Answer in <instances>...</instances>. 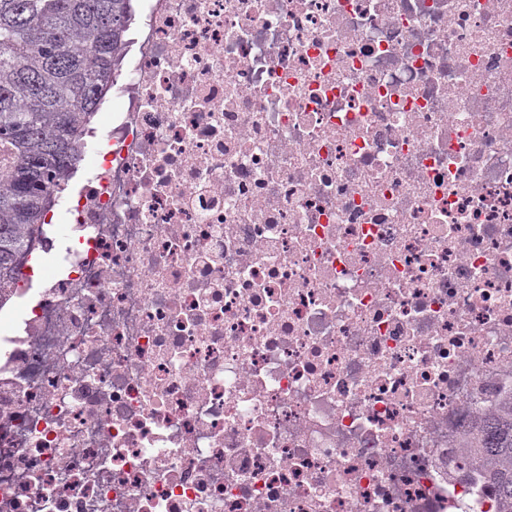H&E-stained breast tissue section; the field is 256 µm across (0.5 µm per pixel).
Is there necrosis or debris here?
<instances>
[{"mask_svg": "<svg viewBox=\"0 0 512 512\" xmlns=\"http://www.w3.org/2000/svg\"><path fill=\"white\" fill-rule=\"evenodd\" d=\"M0 297V512H499L512 0H140ZM460 448H482L475 455L465 451L461 467L479 473L497 495L500 512H512V399L493 413L478 416Z\"/></svg>", "mask_w": 512, "mask_h": 512, "instance_id": "4bbe7bcc", "label": "necrosis or debris"}]
</instances>
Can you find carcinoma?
Masks as SVG:
<instances>
[{
  "label": "carcinoma",
  "mask_w": 512,
  "mask_h": 512,
  "mask_svg": "<svg viewBox=\"0 0 512 512\" xmlns=\"http://www.w3.org/2000/svg\"><path fill=\"white\" fill-rule=\"evenodd\" d=\"M132 0H0V289L83 158L93 117L119 75ZM512 512V399L479 416L464 443Z\"/></svg>",
  "instance_id": "1"
}]
</instances>
